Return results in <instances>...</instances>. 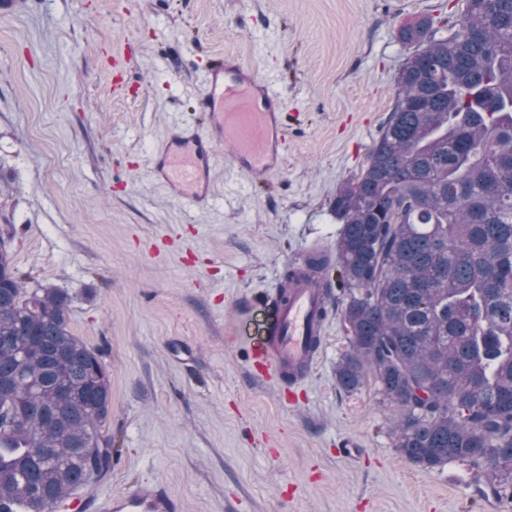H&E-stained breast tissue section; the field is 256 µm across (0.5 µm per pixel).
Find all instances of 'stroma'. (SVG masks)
Returning a JSON list of instances; mask_svg holds the SVG:
<instances>
[{
  "label": "stroma",
  "mask_w": 512,
  "mask_h": 512,
  "mask_svg": "<svg viewBox=\"0 0 512 512\" xmlns=\"http://www.w3.org/2000/svg\"><path fill=\"white\" fill-rule=\"evenodd\" d=\"M461 9L25 0L0 14V239L26 287L71 296V332L101 353L117 455L91 491L155 483L183 512H512L485 486L465 487L470 463L400 458L397 407L374 383H337L350 349L340 312L295 405L247 366L290 262L340 238L332 201L366 166L409 53L398 25ZM115 53L132 61L118 76ZM227 53L282 91L284 164L268 177L218 167L198 210L156 184L150 159L174 122L201 123L204 71ZM348 439L360 454L344 455Z\"/></svg>",
  "instance_id": "35a3bbf8"
}]
</instances>
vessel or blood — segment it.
<instances>
[{
    "label": "vessel or blood",
    "mask_w": 512,
    "mask_h": 512,
    "mask_svg": "<svg viewBox=\"0 0 512 512\" xmlns=\"http://www.w3.org/2000/svg\"><path fill=\"white\" fill-rule=\"evenodd\" d=\"M280 89L258 76L237 56L212 59L206 70L201 106L205 130L184 128L157 153L155 181L190 205L209 201L211 173L220 161L218 146H235L230 164L246 172L275 173L283 160L281 132L287 120ZM305 260L293 262L292 275L271 298L274 316L264 341L249 353V370L258 380L292 390L318 360L334 285L326 276L311 277ZM58 512H179L165 488L148 486L130 495L66 498Z\"/></svg>",
    "instance_id": "obj_1"
}]
</instances>
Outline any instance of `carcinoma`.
I'll list each match as a JSON object with an SVG mask.
<instances>
[{
    "label": "carcinoma",
    "mask_w": 512,
    "mask_h": 512,
    "mask_svg": "<svg viewBox=\"0 0 512 512\" xmlns=\"http://www.w3.org/2000/svg\"><path fill=\"white\" fill-rule=\"evenodd\" d=\"M410 53L360 176L336 193L341 388L373 378L401 409L405 461L485 468L512 502V0L398 29ZM72 297L28 291L0 242V512H45L112 469L100 354ZM41 452H36V449Z\"/></svg>",
    "instance_id": "obj_1"
}]
</instances>
